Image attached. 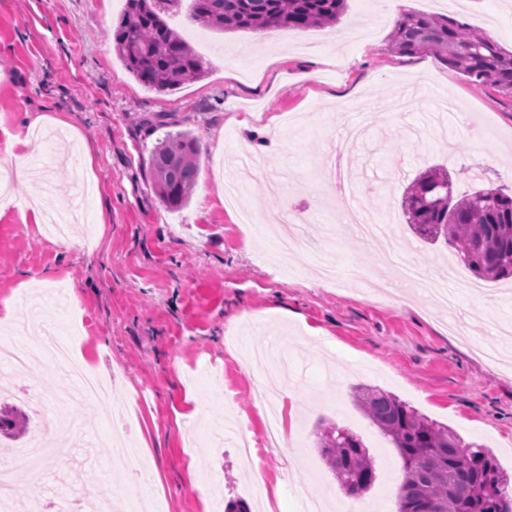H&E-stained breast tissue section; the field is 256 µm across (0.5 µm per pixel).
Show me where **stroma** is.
<instances>
[{
  "label": "stroma",
  "mask_w": 512,
  "mask_h": 512,
  "mask_svg": "<svg viewBox=\"0 0 512 512\" xmlns=\"http://www.w3.org/2000/svg\"><path fill=\"white\" fill-rule=\"evenodd\" d=\"M125 3L0 0V172L12 178L11 200L0 205V302L16 306L7 333L19 334L25 320L21 299L64 291L84 327L72 337L68 317L59 316L60 337L103 380L133 395L125 426L154 462L153 495L164 512H215L217 499L246 500L235 444L217 426L229 405L247 417L251 439H263L267 416L254 386L265 364L252 353L283 334L291 346L278 403L289 447L264 449L260 458L274 512H297L304 490L329 491L339 512L353 503L361 512H397L400 458L354 406L358 384L391 392L491 449L512 477V344L495 369L473 349L493 336L494 321L512 327V284L488 282L484 295L473 296L449 281L461 266L455 250L416 236L401 208L406 185L435 165L447 168L460 194L512 190V100L435 55L392 52L391 29L377 24L386 0H347L334 28L224 33L189 24L185 2L169 24L208 61V72L158 92L139 84L114 52ZM395 8L453 17L512 50V0H397ZM158 112L174 114L200 146L197 191L179 210L167 209L151 188L159 136L138 121ZM465 114L485 129L483 144L459 135ZM59 119L71 130L58 131ZM345 121L368 130L365 140L346 145L357 158L349 178L363 209L392 223L394 236L382 248L351 231L323 241L334 221L324 183ZM33 127L50 135L54 155L90 151L91 181L53 167L54 189L43 193L29 159L44 146L33 144L21 161L11 155L13 137ZM270 133L280 151L261 153L260 167L231 170L234 154L256 149ZM476 166L485 169L479 184L465 177ZM75 193L83 196V229L62 244L36 223L29 202L38 198L44 210L57 211ZM288 202L308 210L312 250L289 258L281 273L272 266L266 225ZM395 250L422 258L456 293L457 330L421 293L411 292L414 306L404 309L326 281L320 271L327 259L380 281ZM70 386L67 372L46 364L0 379V390L18 395L51 398ZM189 396L204 404L206 423L184 418ZM69 418L93 437L96 463L20 462L16 479L43 484L51 472L61 486L80 480L98 500L136 495L135 486L114 485L98 466L111 454V421L85 404L71 406ZM323 420L359 435L374 457L378 478L364 497H347L321 460ZM191 455L201 480L221 495H198L183 468Z\"/></svg>",
  "instance_id": "1"
}]
</instances>
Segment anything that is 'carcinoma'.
<instances>
[{
	"instance_id": "1",
	"label": "carcinoma",
	"mask_w": 512,
	"mask_h": 512,
	"mask_svg": "<svg viewBox=\"0 0 512 512\" xmlns=\"http://www.w3.org/2000/svg\"><path fill=\"white\" fill-rule=\"evenodd\" d=\"M180 5L181 0H126L112 35L126 70L149 89L172 91L207 73L205 59L165 19ZM345 10L346 0H192L190 19L214 31L307 30L336 24ZM391 48L441 55L475 83L512 96V51L452 17L404 13ZM199 172V146L188 131L167 133L152 151V185L171 209L187 205ZM402 210L416 234L455 246L477 278L512 280V194L491 189L455 197L448 171L432 167L408 184ZM352 398L401 460L397 512H512L507 476L482 446L380 388L357 385ZM24 430L22 415L0 406V436L11 439ZM318 438L321 457L346 495L357 498L372 488L377 468L360 436L323 422Z\"/></svg>"
}]
</instances>
